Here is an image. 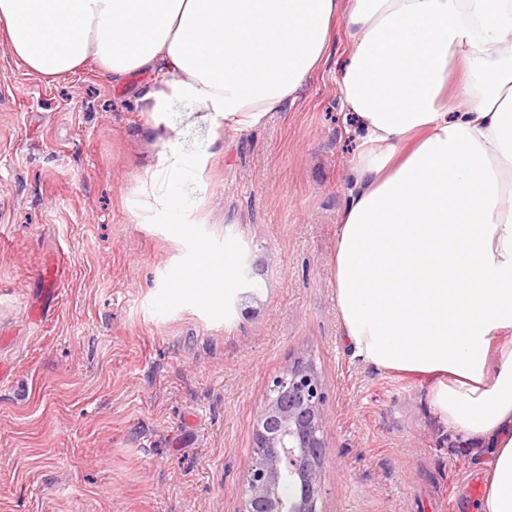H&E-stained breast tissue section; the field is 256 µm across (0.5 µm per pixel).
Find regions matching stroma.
Returning <instances> with one entry per match:
<instances>
[{
  "label": "stroma",
  "instance_id": "obj_1",
  "mask_svg": "<svg viewBox=\"0 0 512 512\" xmlns=\"http://www.w3.org/2000/svg\"><path fill=\"white\" fill-rule=\"evenodd\" d=\"M330 59L258 125L189 130L209 148L190 227L143 222L160 144L140 90L95 65L47 84L0 43V512H241L254 415L312 361L329 417L323 512H477L489 459L432 420L417 379L353 357L332 257L348 130ZM231 257L212 300L160 307L199 249ZM68 255L56 305L42 268Z\"/></svg>",
  "mask_w": 512,
  "mask_h": 512
}]
</instances>
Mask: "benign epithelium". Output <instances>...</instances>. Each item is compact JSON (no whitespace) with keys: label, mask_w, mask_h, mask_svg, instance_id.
I'll return each instance as SVG.
<instances>
[{"label":"benign epithelium","mask_w":512,"mask_h":512,"mask_svg":"<svg viewBox=\"0 0 512 512\" xmlns=\"http://www.w3.org/2000/svg\"><path fill=\"white\" fill-rule=\"evenodd\" d=\"M326 400L310 362L297 361L272 380L254 418L242 512H322Z\"/></svg>","instance_id":"7a95c632"}]
</instances>
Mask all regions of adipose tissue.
<instances>
[{"label": "adipose tissue", "mask_w": 512, "mask_h": 512, "mask_svg": "<svg viewBox=\"0 0 512 512\" xmlns=\"http://www.w3.org/2000/svg\"><path fill=\"white\" fill-rule=\"evenodd\" d=\"M343 19L337 80L360 151L332 268L364 363L422 379L430 414L492 460L480 512H512V0H0V41L51 82L95 64L142 89L161 144L150 219L186 223L210 154L172 107L246 129L294 102ZM231 259L200 251L178 294L213 298Z\"/></svg>", "instance_id": "1"}]
</instances>
